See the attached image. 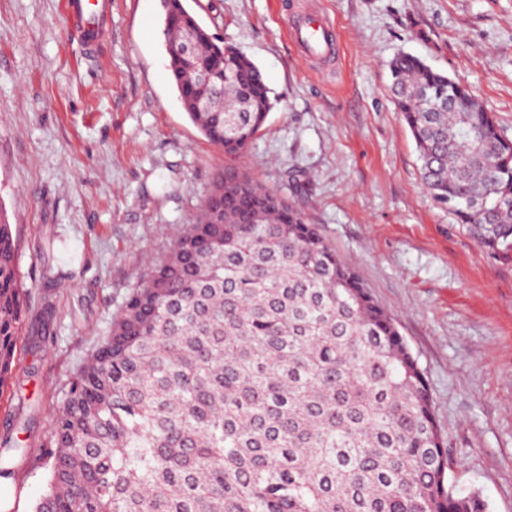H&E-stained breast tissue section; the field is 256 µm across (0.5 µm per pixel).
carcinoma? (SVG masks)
<instances>
[{"label":"carcinoma","mask_w":512,"mask_h":512,"mask_svg":"<svg viewBox=\"0 0 512 512\" xmlns=\"http://www.w3.org/2000/svg\"><path fill=\"white\" fill-rule=\"evenodd\" d=\"M171 82L199 132L240 157L274 107L262 70L161 0ZM206 69L202 86L190 72ZM395 106L431 198L512 250V139L462 80L399 54ZM23 313L0 214V388ZM34 512H487L450 482L425 376L392 317L315 224L225 170L130 291L74 378Z\"/></svg>","instance_id":"carcinoma-1"}]
</instances>
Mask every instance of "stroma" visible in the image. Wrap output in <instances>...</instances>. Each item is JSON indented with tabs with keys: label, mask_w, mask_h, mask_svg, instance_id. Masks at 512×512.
<instances>
[{
	"label": "stroma",
	"mask_w": 512,
	"mask_h": 512,
	"mask_svg": "<svg viewBox=\"0 0 512 512\" xmlns=\"http://www.w3.org/2000/svg\"><path fill=\"white\" fill-rule=\"evenodd\" d=\"M111 2L89 55L63 0H0V211L26 304L0 392V439L29 450L11 512L45 491L34 451L72 380L230 165L293 201L355 268L425 375L456 489L512 512V256L480 247L425 191L388 69L410 53L463 80L512 138V0H187L276 99L236 160L182 108L160 0ZM311 14L332 27L330 59L289 36Z\"/></svg>",
	"instance_id": "35a3bbf8"
}]
</instances>
